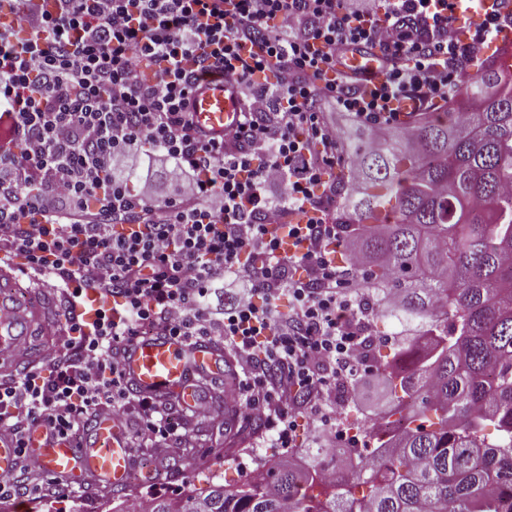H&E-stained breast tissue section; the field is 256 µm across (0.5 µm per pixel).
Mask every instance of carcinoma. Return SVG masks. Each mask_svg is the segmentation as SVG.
Returning a JSON list of instances; mask_svg holds the SVG:
<instances>
[{
	"instance_id": "carcinoma-1",
	"label": "carcinoma",
	"mask_w": 512,
	"mask_h": 512,
	"mask_svg": "<svg viewBox=\"0 0 512 512\" xmlns=\"http://www.w3.org/2000/svg\"><path fill=\"white\" fill-rule=\"evenodd\" d=\"M348 147L336 223L379 260L355 271L365 320L393 323L365 337L367 360L413 355L390 413L361 424L376 449L336 477L315 457L265 464L140 512H512V71L491 57L444 111Z\"/></svg>"
}]
</instances>
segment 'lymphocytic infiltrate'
I'll return each instance as SVG.
<instances>
[{
  "label": "lymphocytic infiltrate",
  "instance_id": "1",
  "mask_svg": "<svg viewBox=\"0 0 512 512\" xmlns=\"http://www.w3.org/2000/svg\"><path fill=\"white\" fill-rule=\"evenodd\" d=\"M455 0H0V262L58 279L66 326L45 367L0 381V428L17 463L0 498L30 495L40 471L30 431L81 436L105 414L132 448L224 432L210 395L176 412L137 391L123 362L136 339H200L242 374L226 400L291 447L325 395L367 396L363 298L369 256L335 222L337 170L353 173L337 113L381 135L405 97L447 102L482 50L512 22L490 0L460 30ZM369 45L382 79L336 66ZM233 77L238 124L202 139L188 110L197 75ZM164 168L173 187L162 195ZM282 187L272 196L271 185ZM349 261H336L338 248ZM228 306H209L214 283ZM102 304L81 307L87 289Z\"/></svg>",
  "mask_w": 512,
  "mask_h": 512
}]
</instances>
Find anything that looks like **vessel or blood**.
I'll use <instances>...</instances> for the list:
<instances>
[{
	"mask_svg": "<svg viewBox=\"0 0 512 512\" xmlns=\"http://www.w3.org/2000/svg\"><path fill=\"white\" fill-rule=\"evenodd\" d=\"M351 74L380 78L384 62L379 53L364 48L348 50L340 60ZM242 101L236 84L224 75L211 73L197 81L190 100L194 125L204 138H219L236 125ZM57 299L47 290L23 284L15 272L0 268V373L14 367L13 351L23 345L34 329L51 335ZM230 361L211 343L202 341L188 347L163 337L136 340L125 360L127 376L147 394L161 393L185 405L193 404L192 374L223 375ZM42 469L75 483L93 479L109 485L125 482L129 453L123 430L111 418L98 417L85 440L46 439L35 430L29 441Z\"/></svg>",
	"mask_w": 512,
	"mask_h": 512,
	"instance_id": "b4317fda",
	"label": "vessel or blood"
}]
</instances>
